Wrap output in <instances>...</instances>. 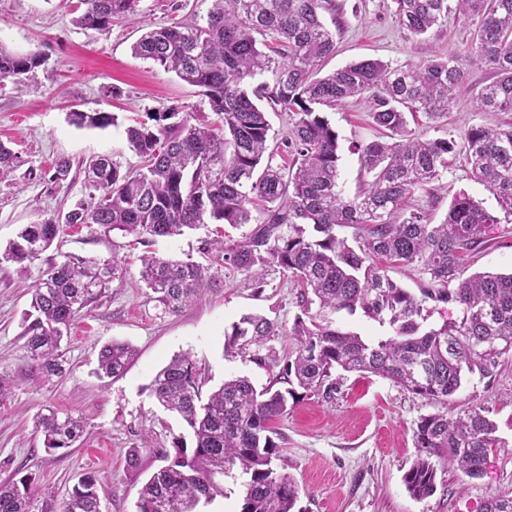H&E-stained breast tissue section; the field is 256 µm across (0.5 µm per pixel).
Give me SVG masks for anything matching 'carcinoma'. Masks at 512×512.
I'll return each instance as SVG.
<instances>
[{"mask_svg": "<svg viewBox=\"0 0 512 512\" xmlns=\"http://www.w3.org/2000/svg\"><path fill=\"white\" fill-rule=\"evenodd\" d=\"M139 0H79L75 23L108 33L136 15ZM206 15L147 29L132 47L181 81L198 88L219 123H191L171 108L148 112L126 130L130 149L145 167L121 171L107 155L85 165L93 190L66 213L26 224L4 253L25 269L75 224H96L141 237H171L199 224L232 227L256 223L239 243L216 238L206 243L214 263L245 272L258 288L269 269L297 281L301 314L290 334L298 342L278 373L257 388L247 377L224 383L202 396L199 373L181 355L159 370L149 390L165 409L177 412L193 434L173 438L172 463L154 472L139 490L138 512H193L201 498L218 490L216 475L234 467L250 475L240 512H295L297 482L275 464L279 445L272 423L288 414L298 395L335 399L351 372L387 379L438 406L419 418L414 431L417 459L404 482L416 499L437 488L433 458L444 457L464 475L482 472L487 454L501 446L498 427L483 407L452 412V397L466 377L497 375L512 357V272L463 276L464 264L487 248L501 225L512 231V120L496 127L471 126L463 147L452 134L427 138L407 127V115L421 113L434 130L448 118L456 89L466 77L461 59L450 53L420 64L393 66L379 59L350 63L326 75L323 63L336 53L324 13L336 22L335 0H210ZM399 25L419 37L449 13L477 20L473 57L492 72L477 89L481 112L512 114V0H392ZM40 55H19L0 45V78L17 89L40 66ZM274 67L273 87L255 79ZM351 97L366 103L380 135L359 146L366 188L352 197L339 189V141L324 115ZM291 117L292 127L270 147L265 105ZM78 127L106 129L110 112L74 109ZM465 153L471 178L496 197L500 212L460 193L452 197L440 224L412 206L418 190L438 183L449 157ZM293 157L288 174L275 156ZM21 163L0 143V180ZM262 219L254 220L253 213ZM140 277L168 312H178L216 286L210 268L190 260L140 257ZM390 266L413 267L423 276L419 294L397 285ZM123 278L117 260L71 256L51 262L32 288L25 314L20 362L32 375L63 373L61 343L82 310H87ZM454 305L458 315L426 330V304ZM340 311H358L387 323L392 335L368 343L336 325ZM275 323L247 315L232 325L227 345L260 343L276 335ZM134 349L124 342L105 345L97 374H125ZM35 429L47 453L70 448L84 421L50 409ZM33 479L0 483V512H31ZM59 512H100L97 480L85 474ZM483 512H512V496L489 499Z\"/></svg>", "mask_w": 512, "mask_h": 512, "instance_id": "1", "label": "carcinoma"}]
</instances>
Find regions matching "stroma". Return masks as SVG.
I'll return each instance as SVG.
<instances>
[{"instance_id": "obj_1", "label": "stroma", "mask_w": 512, "mask_h": 512, "mask_svg": "<svg viewBox=\"0 0 512 512\" xmlns=\"http://www.w3.org/2000/svg\"><path fill=\"white\" fill-rule=\"evenodd\" d=\"M338 2L343 15L335 33L337 52L327 61L326 71L367 58L406 65L452 53L467 63L466 81L448 114V129L456 141H463L471 125L502 121V113L478 111L473 99L490 73L471 61V23L452 14L426 35L410 37L393 15L392 0ZM77 4L0 0V43L42 59L29 75L27 91L0 79V142L21 160L13 177L0 181V250L23 225L87 199L84 168L90 158L107 154L123 169H140L142 160L131 151L126 129L146 113L171 107L190 114L207 110L196 87L132 52L145 28L205 14L207 0H139L137 16L107 34L76 27ZM75 108L112 113L117 123L105 129L76 127L68 119ZM325 114L339 135L340 184L351 197L364 182L356 147L373 140L377 131L365 105L353 99ZM62 160L68 162L69 174L57 181L53 174ZM443 182L444 189L436 194L420 190L414 195L415 204L428 209L433 223L443 221L453 194L460 190L487 210L498 208L495 196L471 179L464 158H456ZM220 230L230 243L241 241L245 233L229 225ZM220 230L203 224L179 236L148 239L80 225L69 228L26 269L0 263V367L14 375L10 393L0 403V483L30 476L35 487L32 512H58L68 490L88 471L99 484L101 512H137L139 488L165 464L158 449L171 448L173 437L189 434L184 421L148 390L154 375L174 356L191 355L207 393L237 376L265 385L282 359L295 351L290 331L299 313L298 287L280 272H269L265 286L257 289L247 274L218 269L217 288L177 314L162 311L141 282L140 256L152 252L204 264V245ZM67 255L115 258L123 262L125 272L70 328L63 341L66 374L46 380L19 368L22 317L47 260ZM466 271H512V234L497 233L492 247L473 257ZM248 314L276 323L277 335L241 349L227 347L233 323ZM114 340L130 344L136 358L125 375L99 378L98 352ZM453 400L459 411L485 407L503 445L490 452L476 479L447 460H436L437 490L418 500L408 492L404 476L418 455L416 423L433 413L434 405L388 380L359 373L346 374L333 401L299 397L274 426L280 464L301 488L299 512H482L492 497L512 494V358L494 379L468 378ZM50 408L85 417L86 430L74 447L45 452L35 420ZM146 436L151 449L142 451L139 469L129 471L126 455L140 448ZM245 480L238 469L217 477L220 494L199 501L195 512H240Z\"/></svg>"}]
</instances>
